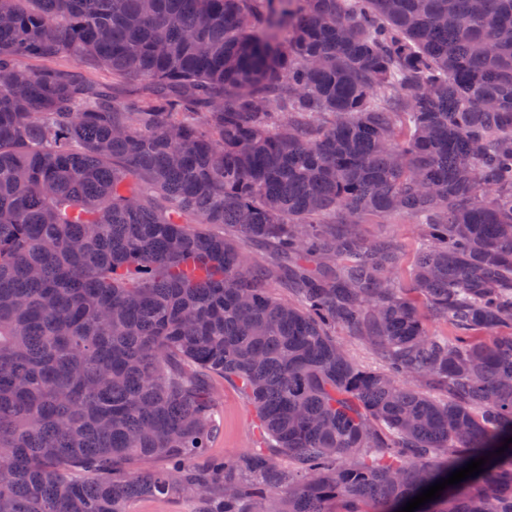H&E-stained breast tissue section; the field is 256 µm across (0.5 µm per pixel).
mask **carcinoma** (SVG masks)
Returning a JSON list of instances; mask_svg holds the SVG:
<instances>
[{"instance_id": "1", "label": "carcinoma", "mask_w": 512, "mask_h": 512, "mask_svg": "<svg viewBox=\"0 0 512 512\" xmlns=\"http://www.w3.org/2000/svg\"><path fill=\"white\" fill-rule=\"evenodd\" d=\"M510 437L512 0H0V512H512ZM30 65L35 67L53 66L69 67L70 69L82 73H90L96 76L98 81L106 83L112 88L113 96L118 100L134 99L146 96L149 92V85L140 80H112V76L101 71L95 72L90 64H72L64 59H55L52 61H31ZM412 220L402 214H394L386 219L366 217L357 224L358 233L370 241L387 240L396 246L403 255L398 271L401 279H408L414 259L419 250ZM339 338L345 344L349 354L356 363L366 368L376 370L382 368L381 360L378 358L375 352L362 341L344 335H340ZM213 383L220 401L223 428L220 435L211 442L207 454L212 457H231L265 448L257 416L246 393L220 377H215ZM131 512H194L196 502L189 497L176 498H140L133 501Z\"/></svg>"}]
</instances>
